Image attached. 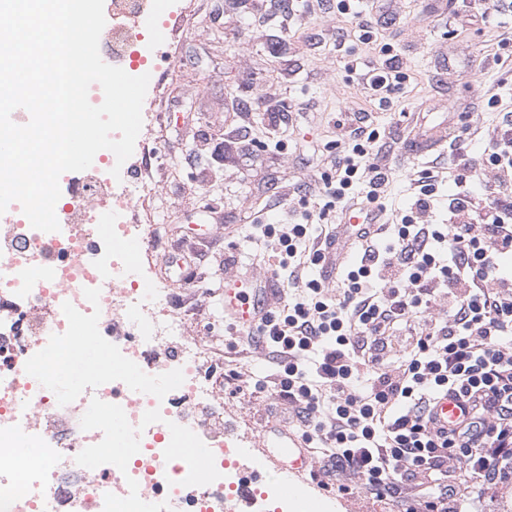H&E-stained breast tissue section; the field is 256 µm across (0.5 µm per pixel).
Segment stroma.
Here are the masks:
<instances>
[{
  "label": "stroma",
  "instance_id": "1",
  "mask_svg": "<svg viewBox=\"0 0 512 512\" xmlns=\"http://www.w3.org/2000/svg\"><path fill=\"white\" fill-rule=\"evenodd\" d=\"M384 3L389 26L367 44L350 34L336 0H293L286 11L279 0H167L178 34L145 24L146 39L164 37L172 58L147 94L161 116L151 139L164 166L159 195L141 207L139 221L161 233L154 252L161 277L179 237L206 228L221 241L174 302L213 357L239 375V392L224 397L226 420L238 434L266 438L269 415L288 409L275 391L253 387L256 376L272 371L264 346L232 343L224 326L226 275L262 277L277 306L294 294L263 264L257 224H284L292 215L320 223V176L336 159L327 144L339 129L357 127L358 114L378 129L393 168L384 200L389 223L426 172H447L449 141L462 134L468 146L485 144L501 113L512 110V44L498 48L495 23L476 17L458 25L434 0ZM392 54L407 79L384 95L368 76ZM447 57L455 69L445 67ZM494 95L496 107L488 104ZM420 114L427 128L446 132L426 153L406 145ZM225 127L239 149L203 148L205 135ZM340 481L351 490L335 492L334 512H401L399 504L356 490L352 476Z\"/></svg>",
  "mask_w": 512,
  "mask_h": 512
}]
</instances>
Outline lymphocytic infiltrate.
<instances>
[{
	"label": "lymphocytic infiltrate",
	"mask_w": 512,
	"mask_h": 512,
	"mask_svg": "<svg viewBox=\"0 0 512 512\" xmlns=\"http://www.w3.org/2000/svg\"><path fill=\"white\" fill-rule=\"evenodd\" d=\"M378 139L368 125L350 132L322 176L326 209L357 205L362 180L367 203L383 196L392 172ZM448 167L447 223L421 220L436 193L422 184L385 235L358 229L335 296L322 271L339 225H262L268 267L300 291L246 332L275 354L277 392L326 470L377 497L409 498L406 512H460L464 489L512 479V113L484 158L452 156ZM441 300L445 313L431 316ZM450 393L466 414L445 425L431 407Z\"/></svg>",
	"instance_id": "lymphocytic-infiltrate-1"
}]
</instances>
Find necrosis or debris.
<instances>
[{
  "mask_svg": "<svg viewBox=\"0 0 512 512\" xmlns=\"http://www.w3.org/2000/svg\"><path fill=\"white\" fill-rule=\"evenodd\" d=\"M112 14L118 23L103 61L126 71L147 63L143 21L152 0H112ZM156 164L140 139L118 180L97 167L72 204L75 225L62 227L53 250L41 247L42 233L30 224H0V270L29 280L22 290L0 284V512H159L164 501L179 512H327L325 494L276 495L257 467L244 464L243 442L225 433L224 397L213 384L222 364L189 335L173 285L159 279L148 288H112L102 276L101 250L120 266V241L147 233L135 216L159 190L150 173ZM106 213L108 234L100 227ZM86 331L96 356L78 345ZM62 353L77 374L91 377L89 392L65 401L48 387ZM133 368L170 375L173 385L151 399H130L125 376ZM96 404L123 416L135 432L131 447L103 453L104 425L90 411ZM172 418L180 425L174 438L160 430ZM22 438L35 449L24 460ZM172 447L205 456L206 466L174 468ZM245 482L253 486L247 499L238 495Z\"/></svg>",
  "mask_w": 512,
  "mask_h": 512,
  "instance_id": "necrosis-or-debris-1",
  "label": "necrosis or debris"
}]
</instances>
